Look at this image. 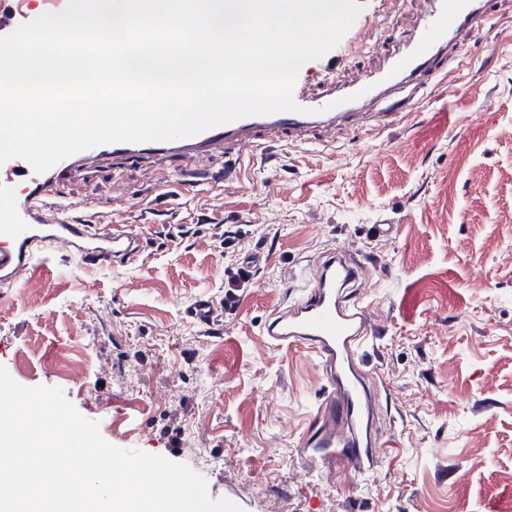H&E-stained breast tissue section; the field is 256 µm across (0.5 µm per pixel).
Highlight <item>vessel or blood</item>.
<instances>
[{
	"instance_id": "obj_1",
	"label": "vessel or blood",
	"mask_w": 512,
	"mask_h": 512,
	"mask_svg": "<svg viewBox=\"0 0 512 512\" xmlns=\"http://www.w3.org/2000/svg\"><path fill=\"white\" fill-rule=\"evenodd\" d=\"M66 5L67 0H0V36L44 13L61 12ZM486 14L484 0H431L423 36L402 60L361 73L341 96L336 93L335 70L327 68L321 94L311 95L305 86L295 84V112L248 116L183 139L98 145L42 174L20 158L0 164V286L13 287L44 273L47 256L58 248L88 267L125 262L140 253L144 235L132 225L87 220L90 202L75 204L59 195L60 182L80 169L108 162L142 163L158 156L220 160L232 153L242 158L340 126L400 117L407 112L410 97L382 113L374 106L381 89L396 87L407 78L423 82L445 70L451 61L445 45L458 46L475 37ZM361 271L341 254H330L305 295L269 316L264 334L277 346H308L325 374L327 395L312 419L309 451H323L325 461L339 458L354 473L367 475L376 470L380 450L371 434L375 395L357 360L373 332L361 301L347 303L341 298L342 288Z\"/></svg>"
}]
</instances>
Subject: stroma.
<instances>
[{
    "label": "stroma",
    "mask_w": 512,
    "mask_h": 512,
    "mask_svg": "<svg viewBox=\"0 0 512 512\" xmlns=\"http://www.w3.org/2000/svg\"><path fill=\"white\" fill-rule=\"evenodd\" d=\"M358 2L340 86L405 53L427 8ZM457 53L393 125L225 158L221 185L166 158L77 173L58 192L96 200L89 219L152 235L134 263L59 251L41 283L0 287V364L243 512H512V0H489ZM335 250L368 272L346 292L375 331L362 368L390 449L359 477L303 450L326 395L315 355L262 334Z\"/></svg>",
    "instance_id": "obj_1"
}]
</instances>
